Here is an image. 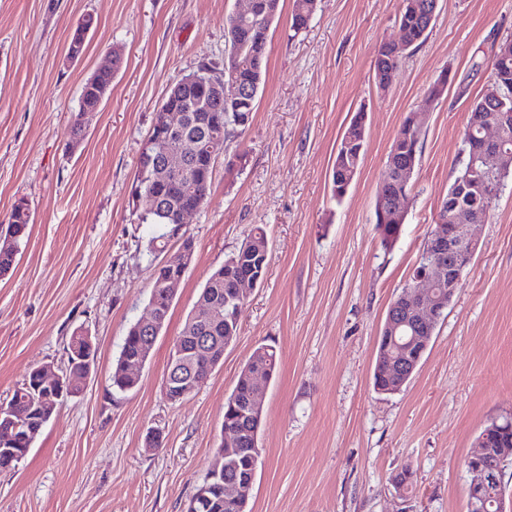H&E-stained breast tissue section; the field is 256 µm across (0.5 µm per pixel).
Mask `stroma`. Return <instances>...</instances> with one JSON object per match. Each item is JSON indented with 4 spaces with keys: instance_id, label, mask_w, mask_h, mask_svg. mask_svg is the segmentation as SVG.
I'll use <instances>...</instances> for the list:
<instances>
[{
    "instance_id": "35a3bbf8",
    "label": "stroma",
    "mask_w": 512,
    "mask_h": 512,
    "mask_svg": "<svg viewBox=\"0 0 512 512\" xmlns=\"http://www.w3.org/2000/svg\"><path fill=\"white\" fill-rule=\"evenodd\" d=\"M268 32L265 82L245 133L226 144L206 204L189 221L196 249L137 389H112L130 323L165 254L149 252L131 186L140 146L167 89L200 65L224 68L225 18L237 0H0V224L17 199L33 222L0 279V401L36 366L64 365L74 329L97 348L83 392L50 419L15 471L0 473V512H184L221 441L224 399L255 347L273 346L262 465L252 512H466L464 460L494 418L512 413V179L487 222L417 372L394 394L374 390L377 337L409 283L440 200L459 167L471 102L493 55L512 39V0H440L426 41L387 91L374 80L381 42L399 37L398 0H319L289 29L282 0ZM93 15L85 54L66 52ZM120 48L123 63L79 147L68 126L85 80ZM444 95L427 89L443 68ZM367 111V147L343 200L331 169L345 127ZM421 125L403 232L384 249L373 222L392 139ZM246 151L238 160V151ZM269 270L246 300L239 335L197 392L161 389L171 342L213 269L254 225ZM162 445L146 450L149 432ZM415 489L392 482L402 466Z\"/></svg>"
}]
</instances>
